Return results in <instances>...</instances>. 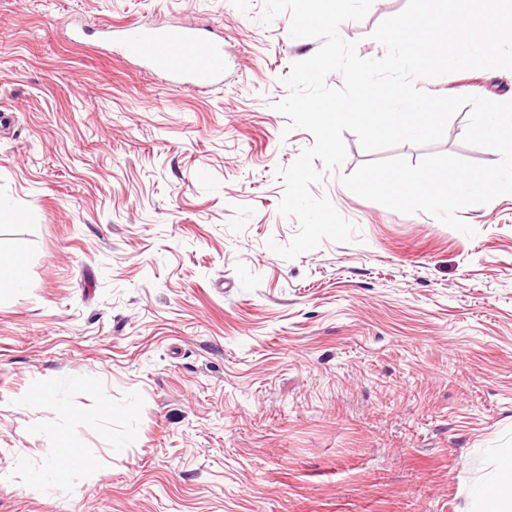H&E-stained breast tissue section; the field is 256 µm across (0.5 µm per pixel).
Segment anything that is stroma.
<instances>
[{
  "label": "stroma",
  "mask_w": 512,
  "mask_h": 512,
  "mask_svg": "<svg viewBox=\"0 0 512 512\" xmlns=\"http://www.w3.org/2000/svg\"><path fill=\"white\" fill-rule=\"evenodd\" d=\"M406 0L341 27L360 57ZM263 0H0V512H464L512 448V194L471 206L475 236L341 182L311 187L360 229L293 260L276 171L313 144L274 110L319 43ZM85 36L72 39L74 21ZM212 30L224 80L168 85L106 27ZM512 100V71L423 80ZM466 113L418 160L464 145ZM64 434L100 477H49Z\"/></svg>",
  "instance_id": "1"
}]
</instances>
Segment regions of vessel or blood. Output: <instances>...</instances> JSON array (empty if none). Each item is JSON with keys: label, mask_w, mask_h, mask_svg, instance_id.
Here are the masks:
<instances>
[{"label": "vessel or blood", "mask_w": 512, "mask_h": 512, "mask_svg": "<svg viewBox=\"0 0 512 512\" xmlns=\"http://www.w3.org/2000/svg\"><path fill=\"white\" fill-rule=\"evenodd\" d=\"M124 56L145 62L178 87L201 88L224 75V44L196 29L170 25L122 28Z\"/></svg>", "instance_id": "1"}]
</instances>
